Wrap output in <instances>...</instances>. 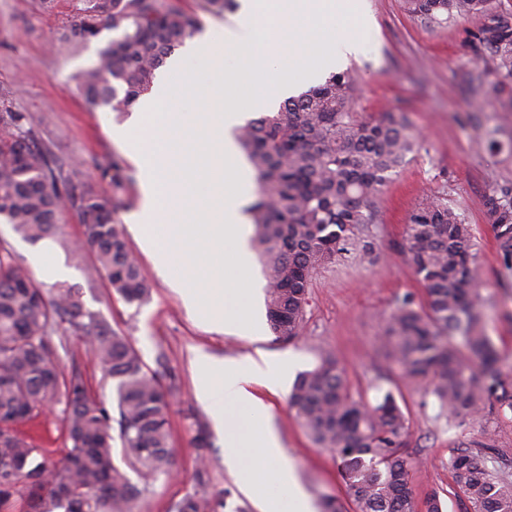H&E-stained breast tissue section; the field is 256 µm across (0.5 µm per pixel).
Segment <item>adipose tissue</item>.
Segmentation results:
<instances>
[{"label": "adipose tissue", "mask_w": 512, "mask_h": 512, "mask_svg": "<svg viewBox=\"0 0 512 512\" xmlns=\"http://www.w3.org/2000/svg\"><path fill=\"white\" fill-rule=\"evenodd\" d=\"M285 371L284 359L264 353L226 360L200 352L194 359L195 394L222 427L224 458L242 475L243 490L272 487V495L259 499L261 512H312L290 468L279 460L268 408L253 391L258 385L277 392Z\"/></svg>", "instance_id": "adipose-tissue-1"}]
</instances>
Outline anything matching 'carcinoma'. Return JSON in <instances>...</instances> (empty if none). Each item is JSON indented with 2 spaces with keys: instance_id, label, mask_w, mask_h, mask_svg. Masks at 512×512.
I'll list each match as a JSON object with an SVG mask.
<instances>
[{
  "instance_id": "obj_1",
  "label": "carcinoma",
  "mask_w": 512,
  "mask_h": 512,
  "mask_svg": "<svg viewBox=\"0 0 512 512\" xmlns=\"http://www.w3.org/2000/svg\"><path fill=\"white\" fill-rule=\"evenodd\" d=\"M237 0H199L200 11L222 15ZM57 45L73 53L102 31L120 33L98 52L78 86L87 101L124 115L147 94L157 70L201 27L182 0H66ZM421 20L479 15L477 51L490 64L494 90L512 104V13L490 0H403ZM358 89L347 71L288 98L275 112L248 121L237 140L255 172L246 209L256 233L266 280L265 304L276 340L298 338L313 276L326 263L372 255L378 199L418 147L404 122L387 115L356 118ZM23 116L0 115V218L31 243L52 238L61 212H76L80 245L93 253L88 276H103L129 305H141L149 284L105 194L77 191L54 170L51 150L37 141ZM486 212L501 266L512 271V183H496ZM402 253L425 288L426 304L403 296L386 320L381 346L451 419L477 422L512 412V367L486 333L476 282L472 226L448 202L427 196L406 224ZM67 324L93 347L111 378L114 403L94 398L79 372L66 373L53 334ZM165 372L151 368L127 337L83 305L79 289L45 290L12 252L0 245V512H141L146 487L172 475L170 400ZM313 444L331 451L355 512H442L437 493L418 498L409 482L419 458L407 451V427L393 394L374 403L353 396L338 358L296 378L289 396ZM64 404L65 458L18 426L44 407ZM120 448H114L115 443ZM132 470V481L125 469ZM466 512H512V461L484 444L457 448L448 459ZM224 492L188 493L173 512H220Z\"/></svg>"
}]
</instances>
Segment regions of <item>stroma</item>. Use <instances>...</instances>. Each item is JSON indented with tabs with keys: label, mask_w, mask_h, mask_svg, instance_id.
I'll list each match as a JSON object with an SVG mask.
<instances>
[{
	"label": "stroma",
	"mask_w": 512,
	"mask_h": 512,
	"mask_svg": "<svg viewBox=\"0 0 512 512\" xmlns=\"http://www.w3.org/2000/svg\"><path fill=\"white\" fill-rule=\"evenodd\" d=\"M480 24L477 16L445 23L415 19L402 0H359L358 9L326 22L328 36H361L360 54L346 63L360 89L355 104L359 117H402L418 135L419 146L378 202L376 254L351 255L323 266L312 280L299 339L283 344L267 329L259 339L250 340L230 330H213L191 317L181 295L158 276L138 238L122 221L139 207L141 192L139 170L115 131L133 124L142 110L137 107L132 114L116 116L90 105L77 86L79 74L95 63L102 40L76 53L56 54V14L43 11L39 0H0V113H22L25 125L49 146L63 174L78 188L118 199L115 216L150 285V297L142 306H130L104 279L87 280L85 268L93 261L92 253L76 255L67 247L81 234L74 211H64L60 218L52 239L54 255L73 270L70 283L79 288L85 308L127 336L147 364L165 358L176 376L170 394L175 470L172 477L149 487L145 512H169L185 494L218 491L224 494V512H260L256 498L243 491L239 473L225 464L224 436L196 398L193 359L201 351L240 358L263 350L288 358L284 390L265 395L264 401L284 459L312 503L331 493L346 512L353 507L335 457L315 447L289 405L288 389L297 374L312 369L326 352L342 363L354 396L373 403L382 392L394 394L406 418L408 448L421 460L411 485L420 497L438 492L443 512L465 508L448 472L453 448L482 442L512 458L511 413L464 425L446 421L435 399L425 395L423 383L405 379L378 343L384 320L399 298L410 293L417 302L425 300L400 245L411 212L423 195L432 194L444 198L473 228L486 331L497 349L512 358V274L502 273L484 206L493 184L512 180V112L505 111L492 93L495 77L473 46L471 35ZM493 139L500 142V150H490ZM111 168L117 169L120 184L108 176ZM58 334L94 394L111 399L112 382L105 379L87 342L65 326ZM201 428L212 443L204 465L191 445Z\"/></svg>",
	"instance_id": "35a3bbf8"
}]
</instances>
